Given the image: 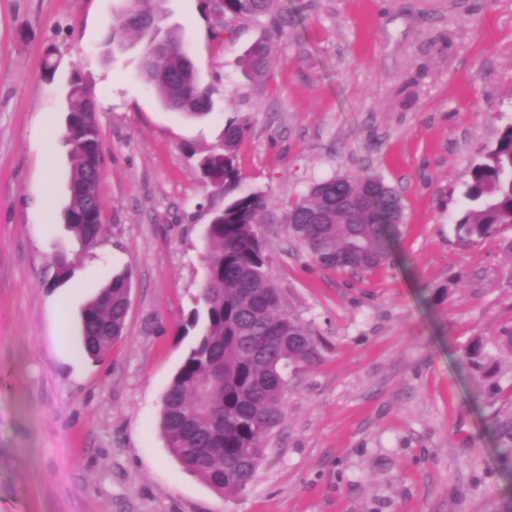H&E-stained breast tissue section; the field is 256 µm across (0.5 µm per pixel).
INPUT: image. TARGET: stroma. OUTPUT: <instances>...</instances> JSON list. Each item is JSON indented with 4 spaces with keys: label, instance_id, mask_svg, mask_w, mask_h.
<instances>
[{
    "label": "stroma",
    "instance_id": "35a3bbf8",
    "mask_svg": "<svg viewBox=\"0 0 512 512\" xmlns=\"http://www.w3.org/2000/svg\"><path fill=\"white\" fill-rule=\"evenodd\" d=\"M120 4L0 0V512H507L492 430L512 423V228L464 246L454 225L479 151L512 122V0H281L259 82L241 58L264 23L219 28L199 0H167L212 92L200 119L141 78L144 41L106 59ZM76 73L106 153L107 232L90 248L63 217ZM231 121L248 125L238 189L271 203L270 276L321 349L289 370L285 418L227 498L170 454L159 420L225 201L198 160ZM343 172L404 204L369 272L322 269L285 231L288 204ZM128 268L123 335L88 358L79 311ZM477 337L493 362L482 396L457 364Z\"/></svg>",
    "mask_w": 512,
    "mask_h": 512
}]
</instances>
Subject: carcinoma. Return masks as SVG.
<instances>
[{
	"label": "carcinoma",
	"mask_w": 512,
	"mask_h": 512,
	"mask_svg": "<svg viewBox=\"0 0 512 512\" xmlns=\"http://www.w3.org/2000/svg\"><path fill=\"white\" fill-rule=\"evenodd\" d=\"M116 15L112 35L134 30L146 40L142 78L157 87L163 106L187 118H201L212 108L177 28L162 29L166 0H138ZM280 0H201L203 12L221 28L236 20H260L280 11ZM278 30L254 42L242 57L253 77L268 68ZM95 105L81 75L67 94V128L71 131L73 169L64 220L85 246L97 244L104 231L102 197L88 204L81 188L90 174L100 175L105 149ZM246 134L242 123L224 127L221 145L202 157L203 180L228 195L206 230L204 285L200 307L184 330L200 328L163 398L160 429L170 453L212 489L226 495L253 482L272 431L281 423L288 393V369L315 363L319 342L312 330L288 313L283 294L269 276L270 256L262 224L269 211L260 192L232 194L240 179L236 156ZM467 207L457 220V241L471 245L512 225V124L502 127L495 143L480 152L464 192ZM343 199L344 204L337 203ZM403 207L398 193L380 179L350 172L314 183L294 201L285 218L288 237L320 267L369 271L387 262ZM132 273L112 277L80 312L81 350L105 357L121 337L128 309ZM485 359L480 340L460 356L468 377L483 385L478 372ZM500 463L512 478V426L496 425Z\"/></svg>",
	"instance_id": "cac0c4a2"
}]
</instances>
